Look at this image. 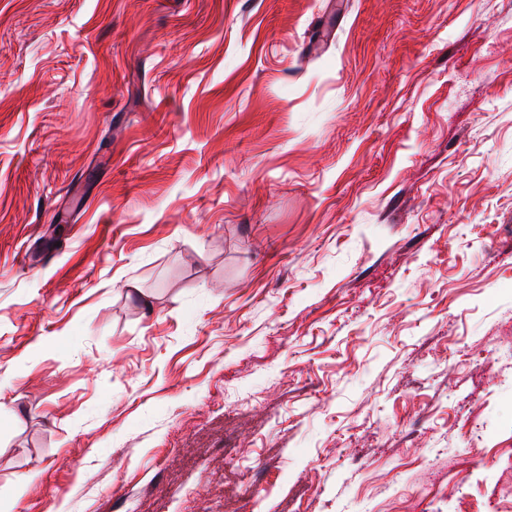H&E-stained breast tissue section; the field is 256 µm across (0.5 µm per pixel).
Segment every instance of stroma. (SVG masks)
Wrapping results in <instances>:
<instances>
[{"label":"stroma","instance_id":"stroma-1","mask_svg":"<svg viewBox=\"0 0 512 512\" xmlns=\"http://www.w3.org/2000/svg\"><path fill=\"white\" fill-rule=\"evenodd\" d=\"M478 427L512 0H0V505L500 512Z\"/></svg>","mask_w":512,"mask_h":512}]
</instances>
